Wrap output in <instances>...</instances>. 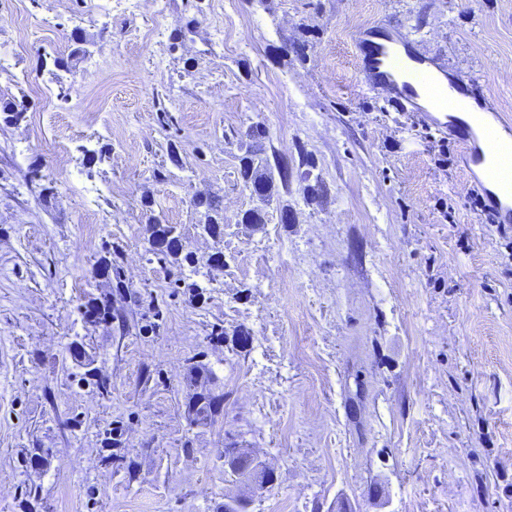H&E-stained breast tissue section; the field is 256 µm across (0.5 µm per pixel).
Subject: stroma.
Wrapping results in <instances>:
<instances>
[{"instance_id":"stroma-1","label":"stroma","mask_w":512,"mask_h":512,"mask_svg":"<svg viewBox=\"0 0 512 512\" xmlns=\"http://www.w3.org/2000/svg\"><path fill=\"white\" fill-rule=\"evenodd\" d=\"M387 21L512 119V0H0V512H512V224L360 82ZM239 160V173L244 185L246 187L251 185L259 199L264 201L270 196L273 183V173L268 159H264L265 163H263V159H258L254 153L246 151ZM193 203L196 207H204L206 210V223L204 229L211 234H219L224 224V213L219 201L208 195H196Z\"/></svg>"}]
</instances>
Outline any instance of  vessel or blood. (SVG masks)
Segmentation results:
<instances>
[{
    "mask_svg": "<svg viewBox=\"0 0 512 512\" xmlns=\"http://www.w3.org/2000/svg\"><path fill=\"white\" fill-rule=\"evenodd\" d=\"M356 48L363 85L386 93L397 111L422 113L455 136L466 167L486 174L485 194L497 223L512 224V123L501 124L505 138L490 137L479 117L460 111L458 101L473 96L476 79L421 54L390 22L361 31Z\"/></svg>",
    "mask_w": 512,
    "mask_h": 512,
    "instance_id": "obj_1",
    "label": "vessel or blood"
}]
</instances>
